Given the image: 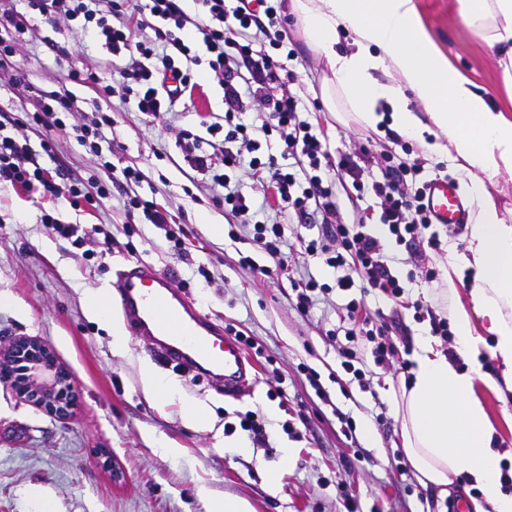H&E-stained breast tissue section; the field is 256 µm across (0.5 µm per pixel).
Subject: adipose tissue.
<instances>
[{
    "label": "adipose tissue",
    "instance_id": "adipose-tissue-1",
    "mask_svg": "<svg viewBox=\"0 0 512 512\" xmlns=\"http://www.w3.org/2000/svg\"><path fill=\"white\" fill-rule=\"evenodd\" d=\"M291 8L326 61V88H340L361 123L374 129L384 123L427 142L430 152L449 157L473 179L470 254L452 261L471 272L472 309L455 303V288L446 291L458 350L473 364L459 370L432 337L416 336L411 377L395 407L403 451L423 486L444 490L464 481L481 492L473 512H512V495L500 490L501 457L491 446L487 413L474 395L482 339L472 319L488 318L494 353L512 385V225L502 222L485 186L500 172L512 173V119L449 67L414 0H291ZM460 16L488 46L512 44V0H461ZM342 29L351 32L354 52L338 50Z\"/></svg>",
    "mask_w": 512,
    "mask_h": 512
}]
</instances>
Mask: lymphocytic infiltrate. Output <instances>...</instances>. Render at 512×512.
I'll use <instances>...</instances> for the list:
<instances>
[{
    "mask_svg": "<svg viewBox=\"0 0 512 512\" xmlns=\"http://www.w3.org/2000/svg\"><path fill=\"white\" fill-rule=\"evenodd\" d=\"M26 11L45 18L64 16L74 22L77 36L101 42L113 58L123 60L121 89L105 85L106 95H120L136 111L148 116L171 111L175 103L198 87L199 66L224 91V120L207 124L204 134L183 130L178 144L189 168L218 188L216 203L230 208L250 227L254 242L262 245L272 266L258 265L251 256L240 255L241 268L264 277L273 270L287 271L293 256L319 258L333 270L337 288L348 291L355 285L380 290L391 300L406 293V282L391 271L380 251V240L366 224H336L333 188L342 176L359 179L360 168L350 156L333 158L318 138L314 126L303 119L295 96L274 95L283 63L266 48L270 25L282 21L283 0H236L227 7L225 0H194L195 14H188L181 0H144L134 11H127L122 0H25ZM266 16L268 27H257L259 16ZM37 117L46 130L39 148L28 141L0 133V182L5 181L32 196L64 201L70 206L94 202L106 194L104 184L85 190L68 183L59 168L39 164V156L54 158L57 136L89 147L95 156L111 152L112 142L105 135L111 127L109 115L93 113L90 120L71 121L78 106L71 94L41 90L37 93ZM261 105L268 117L254 124L249 111ZM223 135L226 146L221 154L204 147L206 136ZM277 135L280 154L262 153V142ZM249 166L254 179L267 182L273 190V209L290 211L299 223H308L313 214H322V232L314 238H300L297 254L284 252V234L277 224L260 220L238 187L232 186L229 171ZM381 178L372 189L381 199L380 223L396 242L426 238L430 247L441 245L438 233L422 203V191H409V179L424 171L423 165H409L387 155L379 167ZM140 170L126 167L116 185L125 197L128 213H142L146 223L163 229L168 240H177L173 218L156 199L142 196Z\"/></svg>",
    "mask_w": 512,
    "mask_h": 512,
    "instance_id": "1",
    "label": "lymphocytic infiltrate"
}]
</instances>
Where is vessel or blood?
Instances as JSON below:
<instances>
[{
    "instance_id": "vessel-or-blood-1",
    "label": "vessel or blood",
    "mask_w": 512,
    "mask_h": 512,
    "mask_svg": "<svg viewBox=\"0 0 512 512\" xmlns=\"http://www.w3.org/2000/svg\"><path fill=\"white\" fill-rule=\"evenodd\" d=\"M425 204L433 223L451 228L469 221V209L454 182L431 180ZM114 288L127 322L137 334L153 338L157 354L166 362L211 373L223 381L228 395L246 382L253 365L241 346L216 332L174 288L171 273L137 262L117 272Z\"/></svg>"
}]
</instances>
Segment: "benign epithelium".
Masks as SVG:
<instances>
[{
    "instance_id": "1",
    "label": "benign epithelium",
    "mask_w": 512,
    "mask_h": 512,
    "mask_svg": "<svg viewBox=\"0 0 512 512\" xmlns=\"http://www.w3.org/2000/svg\"><path fill=\"white\" fill-rule=\"evenodd\" d=\"M27 366V378H16V367ZM0 384L58 418L69 416L74 405L72 375L50 349L33 337L0 336Z\"/></svg>"
}]
</instances>
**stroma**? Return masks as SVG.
<instances>
[{
    "mask_svg": "<svg viewBox=\"0 0 512 512\" xmlns=\"http://www.w3.org/2000/svg\"><path fill=\"white\" fill-rule=\"evenodd\" d=\"M426 29L449 64L487 90L494 104L512 119V85L504 82L502 57L491 50L461 21L459 0H414ZM291 75L286 88L300 101L301 112H316L333 158L349 155L363 167V191L352 185L337 187L342 224L378 221L380 208L370 186L378 163L388 153L406 154L408 161L424 167V178L441 177L458 183L463 197H470L469 178L447 158L431 155L417 140L407 147L397 143L393 130L377 133L359 123L343 98L326 107V63L311 51L296 17L280 28ZM14 58L27 76L23 87L0 86V110L14 118L35 111L33 92L70 91L81 109L106 111L112 120L107 131L112 140V164L139 168L144 175L141 193L167 203L186 231L185 246L191 257L179 258L164 233L150 224L129 221L119 192L97 199L93 214L75 210L68 203L32 199L0 184V333L32 336L55 353L75 380L74 406L68 418L59 419L0 385V512H35L37 502L51 512H207L199 494L238 496L253 512H346L345 496L359 502L361 512H447L448 498L439 489L421 485L407 473L392 397L403 374L393 366H378L367 346H359L368 373L359 385L343 372L339 345L330 335L346 313L350 300L359 299L371 316L394 321L402 337L413 342L428 334L429 325L416 321L413 309L394 304L377 292L333 288L334 276L321 261L293 265L290 274L273 272L257 277L239 267L238 250L250 253L258 264L271 260L256 245L238 247L229 231L239 220L216 205L204 181H191L177 146L181 130H198L202 120L223 117L224 92L211 80L203 81L191 96L182 98L172 113L154 118L134 111L119 97L105 98L97 85L73 82L70 69L97 73L101 82L119 85L118 66L111 53L91 38L76 39L64 19L51 22L34 16L25 33H12ZM100 82V83H101ZM56 159L76 179L105 178L106 172L89 149L58 138ZM56 210L59 218L80 225L79 238L64 237L40 222L42 210ZM111 238V249L100 252L97 233ZM439 248L416 250L381 234L383 253L399 272H413L407 288L409 300L421 301L441 318L447 317L442 288L453 271L449 255L468 254L470 226L439 228ZM423 253L425 267L413 269L416 253ZM136 261L173 270L182 281L183 295L206 314L220 331L233 330L253 337L260 350L248 384L235 395L215 391L209 379L195 372L178 371L156 361L150 337L131 335L128 351L112 349V337L86 307L88 292L111 289L119 270ZM432 269L436 279L424 271ZM313 274L329 284L308 315L294 308L289 280ZM476 332L483 339L481 353L490 357L485 380L475 383L491 426L492 446L512 475V391L501 385L504 365L493 357L494 338L487 318L474 315ZM175 382L180 396L164 399L145 395L141 365ZM318 374L310 383L306 368ZM283 377L285 398L269 397L272 370ZM325 390L319 399L317 390ZM200 404L208 424L194 427L183 416L186 402ZM274 406L266 418V439L249 440L247 432L234 436L250 443L251 452L239 454L225 447V423L238 413ZM385 414L387 424L376 421ZM351 417L355 439L343 433L344 417ZM371 426L377 441H369L364 426ZM181 448L180 458L161 455L157 439ZM290 458H283V448ZM279 474L269 486L268 472Z\"/></svg>",
    "mask_w": 512,
    "mask_h": 512,
    "instance_id": "obj_1",
    "label": "stroma"
}]
</instances>
